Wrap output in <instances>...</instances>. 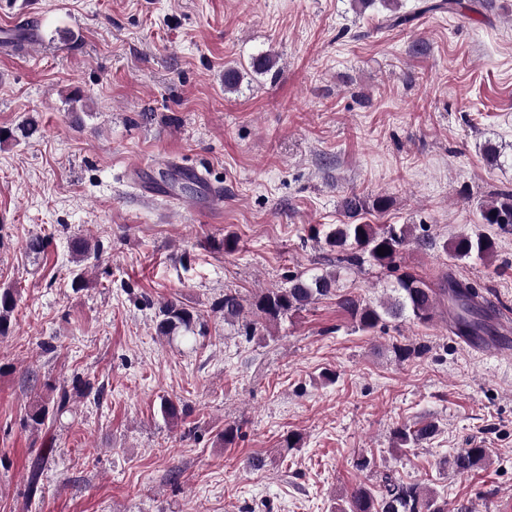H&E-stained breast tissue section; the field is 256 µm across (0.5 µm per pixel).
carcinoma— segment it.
Masks as SVG:
<instances>
[{
	"label": "carcinoma",
	"instance_id": "obj_1",
	"mask_svg": "<svg viewBox=\"0 0 512 512\" xmlns=\"http://www.w3.org/2000/svg\"><path fill=\"white\" fill-rule=\"evenodd\" d=\"M423 6L413 13H393L383 19L384 28L407 27L425 13L456 14L462 7L461 0H422ZM390 207L386 196L372 199L353 193L343 201L345 216L349 222L338 224L326 234L325 242L336 252V262L342 266H373L396 269V259L408 242V226L388 224L383 227L374 224H361L358 217L369 210L383 212ZM479 223L490 226L512 224V191H501L479 209ZM385 248L384 255L378 248ZM495 249L493 238L485 233L459 237L453 245V256L457 259L490 258ZM286 288H272L260 294L251 303L255 307V319L243 318L244 305L236 293L226 292L216 309L224 313V320L243 319V335L256 333L258 319L278 321L301 310L320 296H327L336 288V274L325 273L311 279L300 276L288 278ZM448 287L438 291L428 287L411 274L396 278L394 295L387 301L372 306L361 302L353 295L338 296V305L355 322L359 329L369 332L379 324L391 319L399 321L413 318L422 323L432 320L439 297L448 302L449 328L457 336L480 339L491 333L488 314L483 305L480 291L453 275L446 276ZM18 292L13 288L0 289V337L10 333L12 315L17 307ZM156 331L161 336L193 334L199 323L196 311L177 300H167L159 304L155 313ZM91 389V384L79 377L73 378L71 387L59 386L52 400L38 401L27 414L25 425L38 428L50 418H59L69 411L71 395ZM437 432L435 423L429 421L413 429L406 426L394 430V439L401 448H411L431 440ZM486 457V449L477 443L457 452L451 460L458 472L477 467ZM341 512H448V503L441 501L433 493L425 492L415 484L399 481L386 474L381 477L380 489L373 492L367 487H359L351 492L342 506Z\"/></svg>",
	"mask_w": 512,
	"mask_h": 512
}]
</instances>
